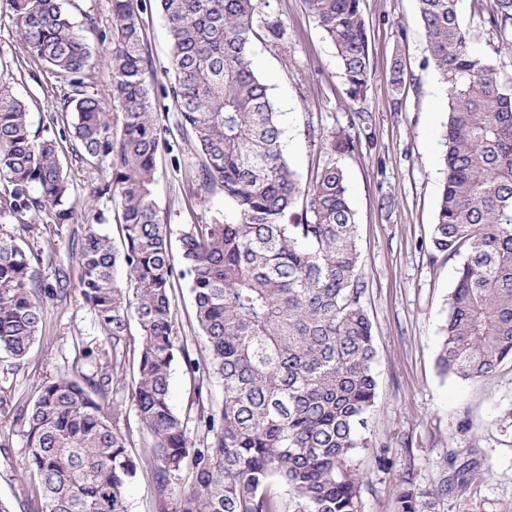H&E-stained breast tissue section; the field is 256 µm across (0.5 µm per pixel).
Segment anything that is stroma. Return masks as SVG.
I'll use <instances>...</instances> for the list:
<instances>
[{"mask_svg": "<svg viewBox=\"0 0 512 512\" xmlns=\"http://www.w3.org/2000/svg\"><path fill=\"white\" fill-rule=\"evenodd\" d=\"M65 8L92 47L86 90L106 111L112 99L111 0H66ZM371 79L359 100L349 99L334 46L317 26L307 0H257L252 57L266 79L280 114L285 152L301 182L328 164L344 170L357 224L358 249L375 346L377 405L371 420L373 446L356 465L363 475L362 512H396L404 479L425 489L469 462L479 474L465 494L433 499L428 512H512V365L475 382L442 375L437 368L441 327L458 259L432 252L431 235L445 179L440 141L446 121V87L425 53L418 0H362ZM459 17L472 48L489 57L503 80L512 79V49L501 48L481 20L479 0H459ZM147 48L148 79L166 142L156 159L154 196L168 224L173 265H180V238L191 225L231 214L221 189L203 192L194 178L199 157L180 124L169 94L172 45L155 6L140 13ZM402 62L406 86L395 89L391 73ZM0 74L28 106L29 121L42 137L60 145L71 182L74 216L62 231L38 214L37 270L44 284L58 273L78 284L81 267L73 236L83 235L91 189L101 167L87 164L71 128L61 121L68 82L19 47L14 13L0 0ZM365 122H355V113ZM315 137H308V129ZM350 130L355 148L337 153L329 137ZM390 207H382L383 197ZM107 339L78 291L47 301L41 337L22 365L0 353V390L13 400L34 401L38 386L59 374L92 375L94 358L80 345ZM12 446L0 452V502L11 512H29L24 469L26 442L20 425L0 417ZM386 456L380 466L378 456Z\"/></svg>", "mask_w": 512, "mask_h": 512, "instance_id": "1", "label": "stroma"}]
</instances>
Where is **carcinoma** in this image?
<instances>
[{
    "mask_svg": "<svg viewBox=\"0 0 512 512\" xmlns=\"http://www.w3.org/2000/svg\"><path fill=\"white\" fill-rule=\"evenodd\" d=\"M335 46L353 101L371 69L360 0H308ZM21 49L68 79L73 137L88 162L108 161L91 200L118 203L122 249L94 211L78 248V283L110 348L97 377L44 381L33 403L0 395V415L23 428L25 469L41 512H128L127 488L149 478L154 512H360L355 457L373 447L374 337L363 307L356 224L344 172L327 165L304 185L282 148L270 87L251 57L256 0H157L171 39V93L199 156L196 180L219 187L233 213L194 224L181 255L206 355L176 347L167 224L154 199L162 145L146 79L141 0H112V94L103 111L84 77L92 56L61 0H10ZM426 52L448 85L442 136L446 180L431 248L466 252L448 299L437 366L474 380L512 363V89L473 52L458 0H419ZM485 22L512 48V0H488ZM0 352L21 364L39 337L44 301L69 295L43 284L41 249L26 217L71 219L70 182L58 146L33 132L25 103L0 77ZM301 208L298 221L288 214ZM139 339H133L132 327ZM196 375L195 421L170 401L172 367ZM224 390L220 409L208 388ZM134 410L148 438L128 423ZM187 470L188 488L171 477ZM477 468L453 487L464 492ZM288 492L283 502L273 486ZM448 493L406 480L397 512H426Z\"/></svg>",
    "mask_w": 512,
    "mask_h": 512,
    "instance_id": "cac0c4a2",
    "label": "carcinoma"
}]
</instances>
